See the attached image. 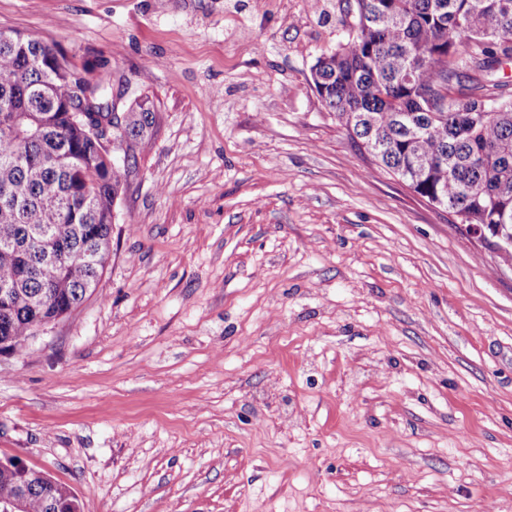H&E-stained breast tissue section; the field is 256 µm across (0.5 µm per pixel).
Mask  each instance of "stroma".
<instances>
[{
  "instance_id": "1",
  "label": "stroma",
  "mask_w": 512,
  "mask_h": 512,
  "mask_svg": "<svg viewBox=\"0 0 512 512\" xmlns=\"http://www.w3.org/2000/svg\"><path fill=\"white\" fill-rule=\"evenodd\" d=\"M338 0H0L146 99L95 290L0 355V459L81 512H512V261L310 84Z\"/></svg>"
}]
</instances>
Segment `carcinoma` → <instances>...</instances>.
<instances>
[{"mask_svg":"<svg viewBox=\"0 0 512 512\" xmlns=\"http://www.w3.org/2000/svg\"><path fill=\"white\" fill-rule=\"evenodd\" d=\"M356 26L311 67L314 88L358 145L467 229L512 236V96L494 64L512 58V0H345ZM105 65H72L55 45L0 37V343L26 349L42 319L68 316L110 257L123 174L109 166L79 109L142 144L156 122L147 100L112 111ZM16 471L0 465V498ZM33 478L25 512H49Z\"/></svg>","mask_w":512,"mask_h":512,"instance_id":"cac0c4a2","label":"carcinoma"}]
</instances>
